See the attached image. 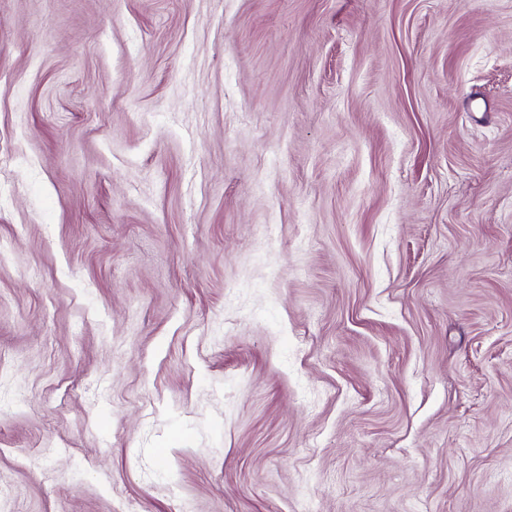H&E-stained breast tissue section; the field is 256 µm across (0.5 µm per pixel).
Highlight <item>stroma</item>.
Returning a JSON list of instances; mask_svg holds the SVG:
<instances>
[{"label": "stroma", "instance_id": "stroma-1", "mask_svg": "<svg viewBox=\"0 0 512 512\" xmlns=\"http://www.w3.org/2000/svg\"><path fill=\"white\" fill-rule=\"evenodd\" d=\"M0 512H512V0H0Z\"/></svg>", "mask_w": 512, "mask_h": 512}]
</instances>
